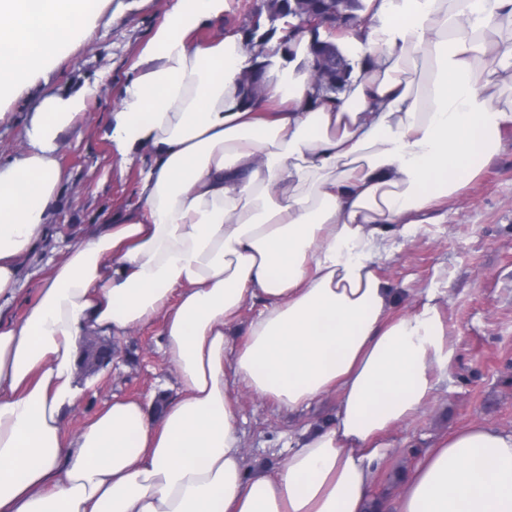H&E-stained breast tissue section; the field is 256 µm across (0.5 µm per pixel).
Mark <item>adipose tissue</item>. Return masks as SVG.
Wrapping results in <instances>:
<instances>
[{
    "mask_svg": "<svg viewBox=\"0 0 512 512\" xmlns=\"http://www.w3.org/2000/svg\"><path fill=\"white\" fill-rule=\"evenodd\" d=\"M100 0H0V99L89 31ZM225 0H176L112 108L120 164L148 149L140 211L69 247L22 320L0 321V512H367L391 430L432 398L453 350L436 296L389 312L374 264L385 228L464 189L512 125L483 69L512 84V0H367L349 43L373 59L330 102L294 57L253 56L235 34L193 33ZM264 68L261 98L238 76ZM422 69L413 91L402 74ZM86 91H45L27 146L0 164V309L19 260L52 219L59 135ZM263 306L246 341L227 335ZM163 322L179 397L159 415L117 398L64 435L78 342ZM291 413L336 393L332 427L306 426L277 469L246 465L236 384ZM396 512H512V435L472 424L443 435L407 477Z\"/></svg>",
    "mask_w": 512,
    "mask_h": 512,
    "instance_id": "obj_1",
    "label": "adipose tissue"
}]
</instances>
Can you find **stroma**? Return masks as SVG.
Here are the masks:
<instances>
[{
	"label": "stroma",
	"instance_id": "1",
	"mask_svg": "<svg viewBox=\"0 0 512 512\" xmlns=\"http://www.w3.org/2000/svg\"><path fill=\"white\" fill-rule=\"evenodd\" d=\"M174 3L101 0L89 34L42 70L28 94L0 101L3 162L24 148L25 131L44 89L88 91L85 116L57 140L56 156L65 174L61 196L40 247L19 260L21 289L7 310L9 318H22L36 300L49 264L61 260L68 245L141 208L138 183L147 151L120 167L102 131L136 73L143 48ZM261 4L227 0L223 14L195 32L194 40L240 31ZM420 219L417 235L398 240L389 257L376 261L375 271L392 292V315L414 309L428 290L439 293L453 357L434 398L389 434L393 450L372 488L381 512H394L405 476L443 434L474 423L512 434V126L503 130L501 149L481 175ZM161 330L157 321L113 340L117 356L112 364L91 374L77 373L81 393L65 414L68 433H75L113 396L149 403L178 396L181 385L160 346ZM235 407L248 460L275 467L286 457L289 437L306 425L332 421L336 397L331 394L308 410L288 413L241 390Z\"/></svg>",
	"mask_w": 512,
	"mask_h": 512
}]
</instances>
